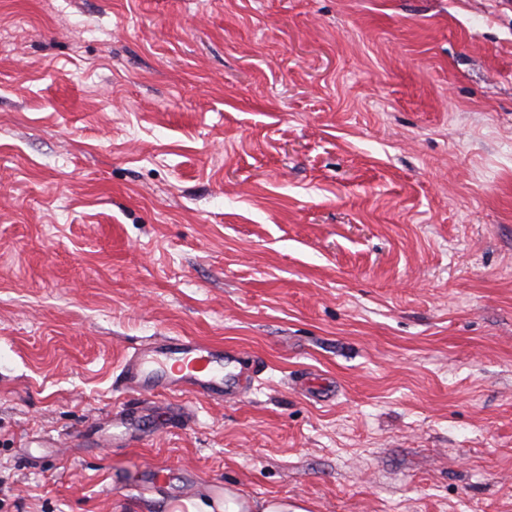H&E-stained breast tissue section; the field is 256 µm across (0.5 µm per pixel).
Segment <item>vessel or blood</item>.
<instances>
[{
	"label": "vessel or blood",
	"mask_w": 512,
	"mask_h": 512,
	"mask_svg": "<svg viewBox=\"0 0 512 512\" xmlns=\"http://www.w3.org/2000/svg\"><path fill=\"white\" fill-rule=\"evenodd\" d=\"M126 390L159 396L188 391L203 398L236 401L256 377L239 349L195 338L161 336L141 345L123 365Z\"/></svg>",
	"instance_id": "1"
}]
</instances>
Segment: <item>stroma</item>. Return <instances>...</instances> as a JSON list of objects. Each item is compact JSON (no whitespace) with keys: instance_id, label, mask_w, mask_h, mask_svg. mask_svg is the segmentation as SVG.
Segmentation results:
<instances>
[{"instance_id":"35a3bbf8","label":"stroma","mask_w":512,"mask_h":512,"mask_svg":"<svg viewBox=\"0 0 512 512\" xmlns=\"http://www.w3.org/2000/svg\"><path fill=\"white\" fill-rule=\"evenodd\" d=\"M160 336L261 371L124 391ZM220 482L512 512V0H0V512Z\"/></svg>"}]
</instances>
